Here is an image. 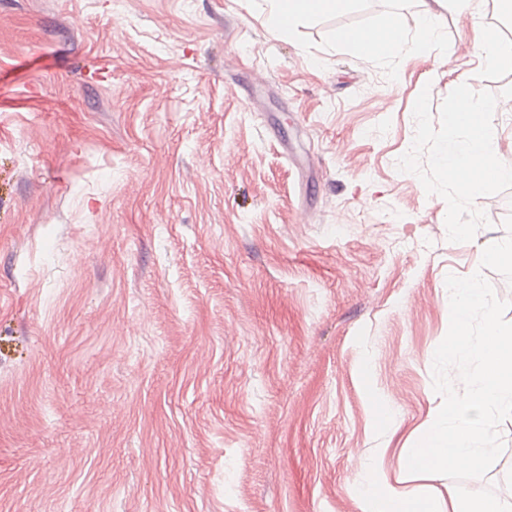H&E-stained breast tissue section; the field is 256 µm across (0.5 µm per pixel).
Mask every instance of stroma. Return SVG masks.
<instances>
[{
  "mask_svg": "<svg viewBox=\"0 0 512 512\" xmlns=\"http://www.w3.org/2000/svg\"><path fill=\"white\" fill-rule=\"evenodd\" d=\"M423 0H357L288 35L258 0H0V512H363L407 470L442 398L445 279L506 238L447 239L446 201L397 169L413 105L499 94L512 69L441 14L423 58L367 61L343 28ZM472 492L512 479V419Z\"/></svg>",
  "mask_w": 512,
  "mask_h": 512,
  "instance_id": "stroma-1",
  "label": "stroma"
}]
</instances>
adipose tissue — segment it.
I'll return each instance as SVG.
<instances>
[{
  "mask_svg": "<svg viewBox=\"0 0 512 512\" xmlns=\"http://www.w3.org/2000/svg\"><path fill=\"white\" fill-rule=\"evenodd\" d=\"M356 0H263L260 17L272 34L280 36L304 20L324 14L346 12ZM512 9V0H426L424 10L416 17L421 35L408 41L406 31L398 15H391L381 26L373 28H349L336 35L338 43L352 48L367 60L392 59L403 48L413 54L429 55L436 37L435 21L440 11L456 16H471L487 6Z\"/></svg>",
  "mask_w": 512,
  "mask_h": 512,
  "instance_id": "obj_1",
  "label": "adipose tissue"
}]
</instances>
